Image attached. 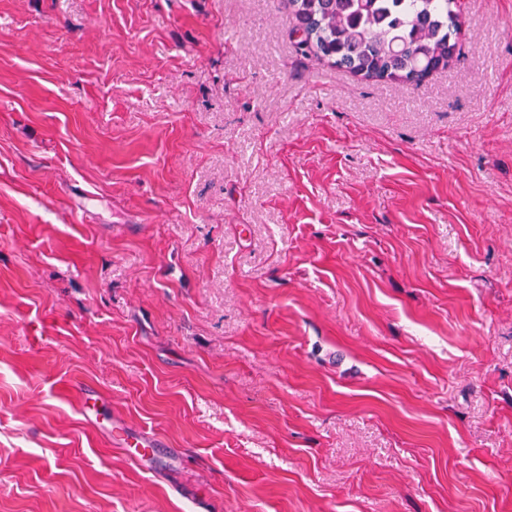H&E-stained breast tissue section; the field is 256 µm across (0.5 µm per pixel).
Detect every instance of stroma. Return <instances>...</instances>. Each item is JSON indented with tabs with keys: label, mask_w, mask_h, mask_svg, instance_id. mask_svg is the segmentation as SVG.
Instances as JSON below:
<instances>
[{
	"label": "stroma",
	"mask_w": 512,
	"mask_h": 512,
	"mask_svg": "<svg viewBox=\"0 0 512 512\" xmlns=\"http://www.w3.org/2000/svg\"><path fill=\"white\" fill-rule=\"evenodd\" d=\"M463 12L416 85L285 0H0V512H512V0Z\"/></svg>",
	"instance_id": "stroma-1"
}]
</instances>
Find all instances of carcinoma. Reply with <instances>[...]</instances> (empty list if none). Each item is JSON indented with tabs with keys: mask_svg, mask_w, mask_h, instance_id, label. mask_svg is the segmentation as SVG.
Instances as JSON below:
<instances>
[{
	"mask_svg": "<svg viewBox=\"0 0 512 512\" xmlns=\"http://www.w3.org/2000/svg\"><path fill=\"white\" fill-rule=\"evenodd\" d=\"M298 50L366 80L420 82L448 64L463 16L455 0H287Z\"/></svg>",
	"mask_w": 512,
	"mask_h": 512,
	"instance_id": "carcinoma-1",
	"label": "carcinoma"
}]
</instances>
